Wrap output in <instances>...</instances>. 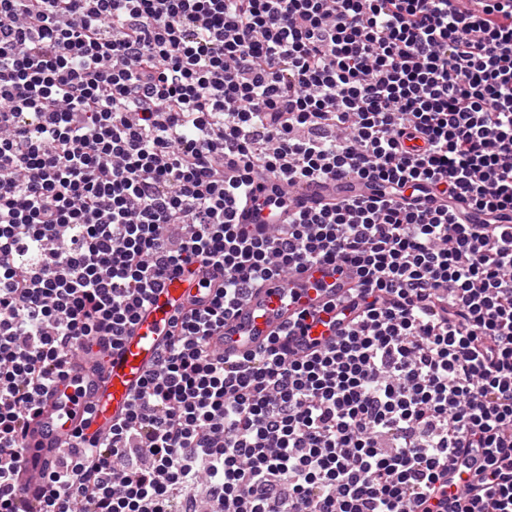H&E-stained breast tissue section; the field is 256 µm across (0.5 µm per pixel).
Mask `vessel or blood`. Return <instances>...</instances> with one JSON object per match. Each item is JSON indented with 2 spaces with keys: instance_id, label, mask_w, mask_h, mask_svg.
<instances>
[{
  "instance_id": "obj_1",
  "label": "vessel or blood",
  "mask_w": 512,
  "mask_h": 512,
  "mask_svg": "<svg viewBox=\"0 0 512 512\" xmlns=\"http://www.w3.org/2000/svg\"><path fill=\"white\" fill-rule=\"evenodd\" d=\"M352 188L349 179L334 185L312 182L296 190L290 199L293 204L309 206L334 192L349 195ZM353 283L351 275L337 272L329 265L268 280L225 324L223 335L212 337L210 348L227 357L249 354L290 321L295 308L282 306L280 298L284 293L294 292L299 307L315 308L325 300L324 295L317 293V285L339 291ZM199 294L196 282L187 277L164 279L118 346H111L104 337L95 344L94 354L75 353L67 379L44 397L26 432L27 456L19 481L30 504H37L40 497L32 475L54 469L60 450L71 444L76 431H83L89 438L102 435L125 414L131 396L157 362L171 316ZM90 407L96 411L91 419L86 416Z\"/></svg>"
}]
</instances>
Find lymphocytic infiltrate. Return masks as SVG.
Wrapping results in <instances>:
<instances>
[{"instance_id":"f902f5d3","label":"lymphocytic infiltrate","mask_w":512,"mask_h":512,"mask_svg":"<svg viewBox=\"0 0 512 512\" xmlns=\"http://www.w3.org/2000/svg\"><path fill=\"white\" fill-rule=\"evenodd\" d=\"M343 177L375 191L287 203ZM318 264L354 287L211 351ZM195 268L222 280L39 512H193L202 479L209 512H512V0H0V512L69 349ZM335 185L329 183H308L300 187L290 196L293 205H315L317 202L325 199L331 193H334ZM354 279L346 271L339 273L334 266L317 265L284 278L266 281L244 302L235 316L224 325V335L213 336L210 348L225 357L247 355L268 336H276L291 321L295 310L315 308L326 299L318 294L317 285L331 286L339 291L353 286ZM290 288L298 303L284 308L281 296Z\"/></svg>"}]
</instances>
